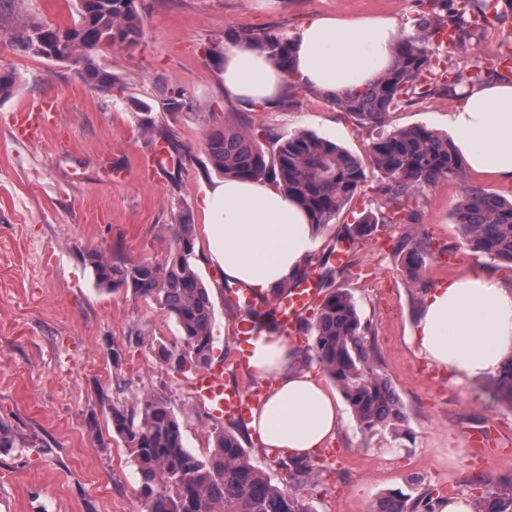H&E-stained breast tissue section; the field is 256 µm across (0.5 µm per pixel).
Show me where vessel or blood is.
I'll use <instances>...</instances> for the list:
<instances>
[{
  "label": "vessel or blood",
  "mask_w": 512,
  "mask_h": 512,
  "mask_svg": "<svg viewBox=\"0 0 512 512\" xmlns=\"http://www.w3.org/2000/svg\"><path fill=\"white\" fill-rule=\"evenodd\" d=\"M314 278H307L288 296L265 304L247 288L232 289L229 297L253 309L271 312L283 336L292 335L300 320L316 303L318 293L314 286ZM196 390L199 399L207 403L212 410L225 418L248 419L252 408L259 404L264 390L255 387L249 391L225 386L221 373L206 370L201 372L196 380Z\"/></svg>",
  "instance_id": "1"
}]
</instances>
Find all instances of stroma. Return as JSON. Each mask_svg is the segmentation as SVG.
Returning <instances> with one entry per match:
<instances>
[{
    "mask_svg": "<svg viewBox=\"0 0 512 512\" xmlns=\"http://www.w3.org/2000/svg\"><path fill=\"white\" fill-rule=\"evenodd\" d=\"M142 16L136 45L105 49L100 60L123 91L102 95L72 64L24 54L11 30L34 17L68 25L76 0H23L0 20V70L15 71L13 94L0 100V419L18 446L0 452V512H145L136 468L112 431L113 406H132L145 389L162 395L177 415L186 448L203 454L214 424L195 393V378L161 366L160 345L180 344L173 316L125 289L95 286L81 252L120 249L132 263L164 262L175 248L181 213L194 226L195 269L210 288L221 282L207 256V219L201 201L221 176L209 164L205 134L225 123H245L279 135L308 132L367 158L375 130L361 125L315 89L260 110L229 103L210 48L224 47L241 30L295 35L321 15L393 19L409 34L419 0H285L274 11L254 0H137ZM512 37V0L470 37L441 44L435 56L449 73L470 76L484 54ZM438 80L430 95L389 116L393 131L424 126L449 134L448 117L462 103ZM184 90L192 105L166 112L170 89ZM153 106L157 128L180 144V163L157 173L145 160L157 138L141 126L136 102ZM51 107L52 128L37 141L18 139L13 116L20 105ZM111 167V181L100 175ZM512 200V181L465 172L440 180L408 201L414 224H385L355 241L336 289L352 297L374 366L395 388L405 419L395 429L362 432L342 406L338 432L311 457L320 475L301 487L314 512H370L389 493L417 499L472 496L475 474L512 475V402L486 389L485 379L451 381L407 341L427 293L474 271L454 213L464 187ZM427 239L432 250L411 277L402 243ZM215 370L232 386L258 378L239 367L229 326L235 317L216 295Z\"/></svg>",
    "mask_w": 512,
    "mask_h": 512,
    "instance_id": "35a3bbf8",
    "label": "stroma"
}]
</instances>
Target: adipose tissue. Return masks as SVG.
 <instances>
[{"instance_id":"ef3b65f1","label":"adipose tissue","mask_w":512,"mask_h":512,"mask_svg":"<svg viewBox=\"0 0 512 512\" xmlns=\"http://www.w3.org/2000/svg\"><path fill=\"white\" fill-rule=\"evenodd\" d=\"M399 38L385 16H316L292 37L285 67L251 44L230 43L220 67L224 95L266 106L292 78L331 96L354 93L391 66ZM449 124L470 171L512 179V82L467 93ZM203 207L208 257L229 283L266 290L301 272L312 242L309 218L275 186L227 178L207 192ZM410 341L456 382L497 373L512 357V289L480 271L448 280L426 295ZM296 359L285 337L257 342L249 365L271 386L247 427L266 447L304 458L335 437L340 404L317 376L295 370Z\"/></svg>"}]
</instances>
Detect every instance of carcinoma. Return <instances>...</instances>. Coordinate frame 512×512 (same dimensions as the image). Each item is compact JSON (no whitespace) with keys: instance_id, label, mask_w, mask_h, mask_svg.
<instances>
[{"instance_id":"cac0c4a2","label":"carcinoma","mask_w":512,"mask_h":512,"mask_svg":"<svg viewBox=\"0 0 512 512\" xmlns=\"http://www.w3.org/2000/svg\"><path fill=\"white\" fill-rule=\"evenodd\" d=\"M462 7L448 11V0H424V11L413 34L402 37L392 66L367 89L332 99L341 110L374 129L386 126L394 109L413 103L430 92L424 77L432 73L435 34L442 27L456 30L457 39L477 27L472 19L485 16L476 0H460ZM79 19L61 27L30 19L10 32V38L32 58L69 62L81 71L94 90L107 94L119 87V77L98 60L104 47L133 45L141 30L136 0H78ZM234 40L268 51L278 63L289 59V45L270 30H243ZM16 73L0 71V99L12 95ZM265 138L275 149L265 151L254 131L246 126L214 128L206 133V151L212 167L226 177L268 180L294 197L318 229L333 224L361 192L366 178L363 163L337 144L312 133ZM373 168L379 173L377 193L388 213L371 211L352 216L347 240L372 235L377 224L414 223L415 212L404 208L403 198L440 179H459L463 161L448 137L425 126L381 133L369 147ZM470 251L512 265V202L481 188L467 187L455 212ZM176 250L162 263H129L98 250L82 253L95 285L107 291L126 288L154 300L175 318L182 344L161 345V363L169 369L196 374L213 363L215 305L212 293L195 271V243L190 215L175 225ZM411 275L418 274L430 255L428 244L415 239L403 247ZM332 253L318 260L316 288L322 298L314 323L313 342L300 364L317 363L340 390L364 432L394 429L404 421L399 399L388 380L373 367V352L349 294L335 289L337 267ZM237 313L256 319L262 330L277 329L271 312L264 314L224 301ZM495 391L512 401V359L493 379ZM112 429L124 441L141 481L146 512H312L296 494L272 483L267 473L243 447L240 436L219 423L212 427V447L198 455L185 447L181 424L168 401L147 390L132 408H112ZM288 481L295 486L315 480V468L304 460L289 459ZM473 487V512H512V478H478ZM372 512H415L401 494L386 495Z\"/></svg>"}]
</instances>
